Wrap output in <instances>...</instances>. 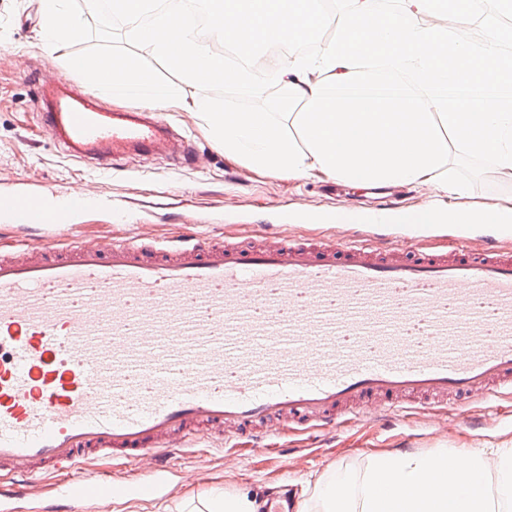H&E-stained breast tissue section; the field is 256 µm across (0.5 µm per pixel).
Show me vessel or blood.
<instances>
[{
    "mask_svg": "<svg viewBox=\"0 0 512 512\" xmlns=\"http://www.w3.org/2000/svg\"><path fill=\"white\" fill-rule=\"evenodd\" d=\"M43 120L69 152L152 154L164 127L109 112L97 87L49 85ZM24 237L0 246V512L35 482L43 512L156 495L176 446L269 424L330 429L454 412L512 387V248L444 251L376 234L71 241L40 197L0 195ZM146 464L129 483L91 463Z\"/></svg>",
    "mask_w": 512,
    "mask_h": 512,
    "instance_id": "1",
    "label": "vessel or blood"
}]
</instances>
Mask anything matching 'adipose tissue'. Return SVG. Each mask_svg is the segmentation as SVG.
I'll return each instance as SVG.
<instances>
[{
    "mask_svg": "<svg viewBox=\"0 0 512 512\" xmlns=\"http://www.w3.org/2000/svg\"><path fill=\"white\" fill-rule=\"evenodd\" d=\"M211 2V31L222 42L248 36L264 45L283 38L294 44L310 35L308 16L322 12V0ZM396 2L384 16L376 0H341L335 39L309 54H289L276 74L287 121L228 108L204 113L208 132L225 157L258 173L424 186L431 191L424 209L436 221L483 223L482 207L462 203L449 156L456 149L488 158L512 182V79L499 72L494 22L486 20L483 42L452 47L447 31L421 21L434 0ZM373 59L414 76L420 92L349 95Z\"/></svg>",
    "mask_w": 512,
    "mask_h": 512,
    "instance_id": "adipose-tissue-1",
    "label": "adipose tissue"
}]
</instances>
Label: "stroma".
Instances as JSON below:
<instances>
[{
	"label": "stroma",
	"instance_id": "1",
	"mask_svg": "<svg viewBox=\"0 0 512 512\" xmlns=\"http://www.w3.org/2000/svg\"><path fill=\"white\" fill-rule=\"evenodd\" d=\"M41 0H0V194L31 192L43 199L63 200L81 192L90 205L76 219L80 240L94 243L134 236L164 238L194 228L209 235L239 236L258 224L301 236L343 235L336 212L376 206L419 209L429 198L424 187L354 188L334 180L295 181L259 175L225 159L206 136L199 116L203 93L190 85L189 110H170L163 117L196 154L193 166L165 156L128 154L108 172L67 155L42 120V83L81 82L65 64L63 53L46 46L41 29ZM467 202L493 209L512 194L488 159L463 155L456 166ZM482 224L402 225V242L423 236L434 247L455 238L479 239ZM485 425L468 431L454 417L412 414L388 428L370 421L333 437L293 434L284 442L293 448L288 460L264 449L215 447L203 442L174 461L159 496L134 494L113 500L110 512H178L182 503L214 491L244 492L261 502L294 494L332 471L363 474L370 455L402 453L430 456L444 450L512 448V397L473 403Z\"/></svg>",
	"mask_w": 512,
	"mask_h": 512
}]
</instances>
